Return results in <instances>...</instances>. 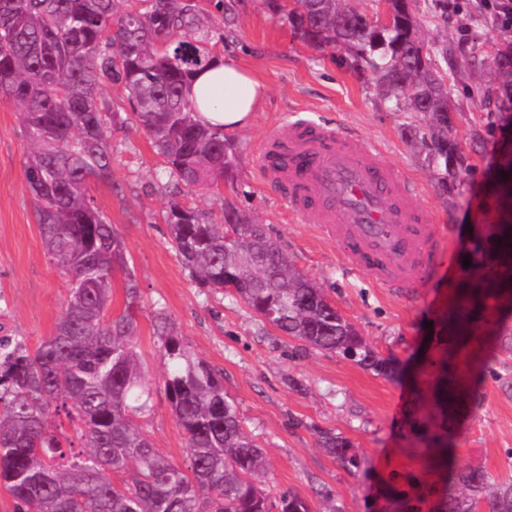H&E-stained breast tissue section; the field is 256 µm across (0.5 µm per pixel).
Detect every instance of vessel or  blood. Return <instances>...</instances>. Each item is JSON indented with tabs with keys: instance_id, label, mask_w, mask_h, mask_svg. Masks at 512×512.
Instances as JSON below:
<instances>
[{
	"instance_id": "1",
	"label": "vessel or blood",
	"mask_w": 512,
	"mask_h": 512,
	"mask_svg": "<svg viewBox=\"0 0 512 512\" xmlns=\"http://www.w3.org/2000/svg\"><path fill=\"white\" fill-rule=\"evenodd\" d=\"M259 175L326 239L348 247L353 268L376 287H416L445 246L441 226L415 208L412 182L362 136L301 119L272 128Z\"/></svg>"
}]
</instances>
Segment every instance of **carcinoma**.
<instances>
[{
    "label": "carcinoma",
    "mask_w": 512,
    "mask_h": 512,
    "mask_svg": "<svg viewBox=\"0 0 512 512\" xmlns=\"http://www.w3.org/2000/svg\"><path fill=\"white\" fill-rule=\"evenodd\" d=\"M0 0V97L20 112L31 144L24 177L38 215L46 254L68 278L55 332L36 349L25 339L0 338V487L15 512H310L288 491L269 495L261 484L264 449L243 429L224 393L223 376L188 350L168 316L156 311L164 359V390L187 441L184 465L161 454L138 426L151 410L134 345L140 288L128 269L124 242L87 196L92 180L112 179L111 128L124 123L103 87L128 91L139 124L163 157L169 178L187 187L233 176L224 132L201 123L186 97L189 79L218 55L195 37L192 0ZM389 21L376 24L350 0H279L265 7L282 16L306 44L342 50L350 67L372 76L396 110L423 117L427 162L448 188L471 167L455 134L450 84L432 67L444 47L426 39L409 0H387ZM512 89V53L493 59ZM490 190L499 220L487 224L471 265L480 272L459 284V306L447 321L455 343L495 301L512 312V152L502 151ZM170 242L200 288L240 301L263 326L338 353L389 379L396 369L377 356L324 290L298 270L268 233L235 207L215 224L195 208L170 203ZM125 274L126 306L111 315L115 272ZM443 347L432 392L440 423L405 448L444 468V512H474L489 472L460 468L448 431V411L462 400L457 367ZM74 425L80 448L63 430ZM322 447L356 467L352 444L334 433ZM490 512H512V485Z\"/></svg>",
    "instance_id": "obj_1"
}]
</instances>
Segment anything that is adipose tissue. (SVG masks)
Here are the masks:
<instances>
[{
	"instance_id": "obj_1",
	"label": "adipose tissue",
	"mask_w": 512,
	"mask_h": 512,
	"mask_svg": "<svg viewBox=\"0 0 512 512\" xmlns=\"http://www.w3.org/2000/svg\"><path fill=\"white\" fill-rule=\"evenodd\" d=\"M186 94L196 104L198 119L227 131L248 127L268 95L265 83L255 78L231 56L196 74Z\"/></svg>"
}]
</instances>
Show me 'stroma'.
<instances>
[{
	"label": "stroma",
	"instance_id": "stroma-1",
	"mask_svg": "<svg viewBox=\"0 0 512 512\" xmlns=\"http://www.w3.org/2000/svg\"><path fill=\"white\" fill-rule=\"evenodd\" d=\"M195 3L202 46L235 56L266 83L268 95L252 124L228 135L236 154L233 178L213 188H175L150 137L130 118L127 91L118 83L105 88L126 122L112 132L111 182H89L88 196L122 237L140 287L136 344L153 388V408L138 424L163 455L184 462L186 437L163 389L154 326V311L161 308L190 351L223 372L225 393L236 403L247 432L266 450L265 481L272 492L298 495L311 512L329 507L336 512H436L444 483L426 459L405 449L414 437L417 397L434 386L437 339L445 335L444 320L457 304L463 259L483 225L497 217L486 190L497 147L485 131L489 113L512 99L498 75L479 67L472 55L489 60L512 48V28L502 29L467 7L442 11L436 0H411L426 38L448 49L447 56L433 62L454 87L457 140L472 163L471 170L460 172L454 192L446 194L428 166L425 148L411 136L418 117L393 110L374 84L346 68L340 52L302 42L259 0H248L229 28L212 0ZM298 119L374 141L415 184L417 206L443 226L450 243L419 287L400 296L374 286L365 273L350 269L347 247L323 240L310 219L292 215L282 194L261 180L267 131ZM30 151L14 104L0 100V336H20L33 347L54 333L67 279L42 246L24 179ZM173 200L218 224L228 203L265 224L374 351L404 365L402 381L334 353L302 349L300 342L262 326L243 303L196 288L163 220ZM326 432L351 442L358 467L343 465L322 448ZM452 433L461 466L485 470L499 483L512 481V342H498L477 402L461 404Z\"/></svg>",
	"mask_w": 512,
	"mask_h": 512
}]
</instances>
